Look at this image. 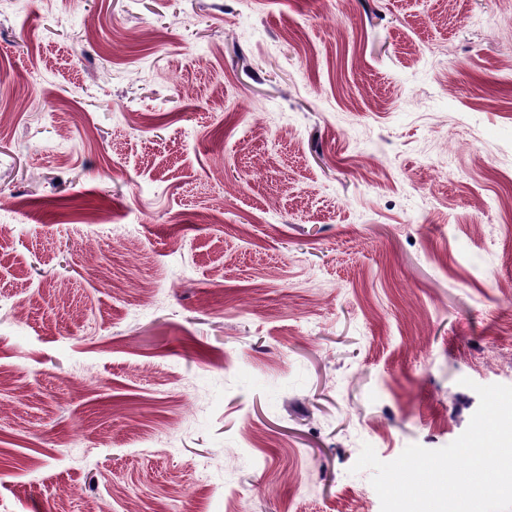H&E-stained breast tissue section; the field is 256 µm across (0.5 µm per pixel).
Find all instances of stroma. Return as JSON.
Segmentation results:
<instances>
[{"label": "stroma", "instance_id": "stroma-1", "mask_svg": "<svg viewBox=\"0 0 512 512\" xmlns=\"http://www.w3.org/2000/svg\"><path fill=\"white\" fill-rule=\"evenodd\" d=\"M0 370V512H381L512 386V0H0Z\"/></svg>", "mask_w": 512, "mask_h": 512}]
</instances>
